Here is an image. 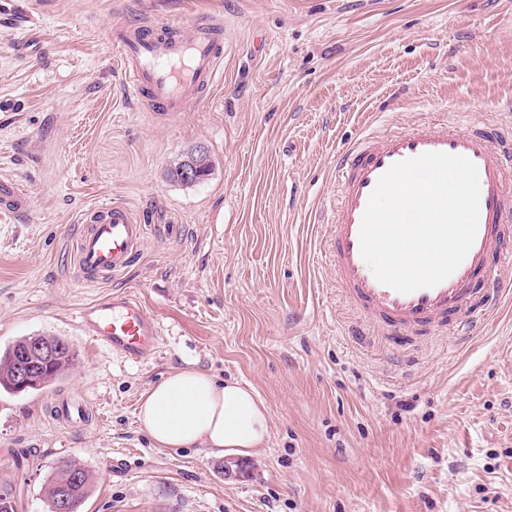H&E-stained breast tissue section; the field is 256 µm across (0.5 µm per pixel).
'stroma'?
<instances>
[{
	"label": "stroma",
	"instance_id": "stroma-1",
	"mask_svg": "<svg viewBox=\"0 0 512 512\" xmlns=\"http://www.w3.org/2000/svg\"><path fill=\"white\" fill-rule=\"evenodd\" d=\"M221 23L215 84L167 119L130 98L118 22ZM434 118L512 126V0H0V177L30 206L0 218V346L73 347L48 388L0 394V493L47 512L61 459L96 480L83 512H512V302L468 341L407 350L345 301L325 248L337 151L366 129ZM207 150L196 184L173 157ZM100 201L156 212L111 283L82 285L78 219ZM125 290L164 343L139 365L89 346L80 305ZM194 366L253 387L269 438L239 478L212 448L156 447L149 385ZM56 392L96 419L62 428ZM188 162L193 163L201 172L202 179L203 180L206 176H208L212 162L210 159V156L207 151L205 150H195V152H191L188 156H181L177 159L173 160L172 164L170 165V176L173 179H176L180 182H186V183H193L197 181H187L183 179L181 176V170L182 168L188 164Z\"/></svg>",
	"mask_w": 512,
	"mask_h": 512
}]
</instances>
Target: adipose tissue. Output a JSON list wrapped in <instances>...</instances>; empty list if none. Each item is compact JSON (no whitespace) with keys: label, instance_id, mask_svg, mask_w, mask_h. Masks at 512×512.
<instances>
[{"label":"adipose tissue","instance_id":"adipose-tissue-1","mask_svg":"<svg viewBox=\"0 0 512 512\" xmlns=\"http://www.w3.org/2000/svg\"><path fill=\"white\" fill-rule=\"evenodd\" d=\"M138 419L162 448L204 446L250 455L269 434L263 401L253 388L196 368H176L139 401Z\"/></svg>","mask_w":512,"mask_h":512}]
</instances>
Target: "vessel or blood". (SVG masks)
<instances>
[{
    "instance_id": "1",
    "label": "vessel or blood",
    "mask_w": 512,
    "mask_h": 512,
    "mask_svg": "<svg viewBox=\"0 0 512 512\" xmlns=\"http://www.w3.org/2000/svg\"><path fill=\"white\" fill-rule=\"evenodd\" d=\"M124 86L135 100H149L164 116L174 117L214 83L224 59L219 25L197 20L187 36L173 37L167 26L151 22L112 27ZM503 142L486 125L451 131L439 124H420L397 132L374 131L343 150L336 159L337 198L327 236L336 281L361 315L371 317L389 338L402 344L414 336L450 323L471 324L493 312L512 295L489 287L475 294L478 272L491 257L503 253L504 224L512 217V191L507 188ZM429 152L460 155L472 161L479 176L478 230L467 256L442 283L403 294L379 283L360 254L362 215L379 177L393 164ZM77 237V262L88 285L110 283L141 251L144 228L132 210L120 203L83 211ZM78 322L95 343L120 358L141 363L161 346L156 317L134 295L115 292L81 305ZM57 424L85 423L87 407L76 400L53 397L48 405Z\"/></svg>"
}]
</instances>
